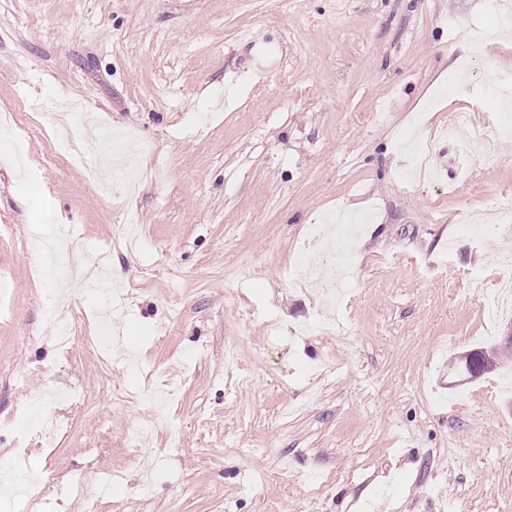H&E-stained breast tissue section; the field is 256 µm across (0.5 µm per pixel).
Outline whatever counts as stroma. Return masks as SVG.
Wrapping results in <instances>:
<instances>
[{"label": "stroma", "mask_w": 512, "mask_h": 512, "mask_svg": "<svg viewBox=\"0 0 512 512\" xmlns=\"http://www.w3.org/2000/svg\"><path fill=\"white\" fill-rule=\"evenodd\" d=\"M466 59L512 72L491 0H0V113L24 102L39 126L0 127V462L49 490L0 512H512V355L449 370L512 323L482 304L512 255L489 212L512 196V132ZM68 99L139 138L136 192L101 157L112 192L88 190L52 122ZM425 143L442 184L404 175ZM339 209L373 217L327 335L288 273ZM130 212L133 251L113 234ZM64 225L84 248L62 274L102 250L123 274L71 289L66 349L28 245ZM111 306L102 354L80 336ZM67 389L53 446L17 437L31 391Z\"/></svg>", "instance_id": "1"}]
</instances>
